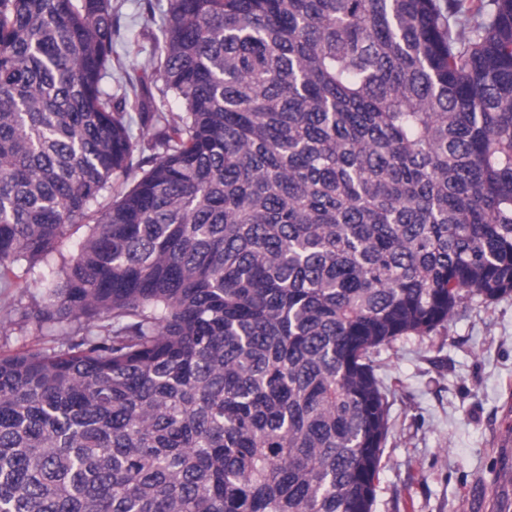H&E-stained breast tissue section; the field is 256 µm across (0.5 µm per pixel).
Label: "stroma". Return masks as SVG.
<instances>
[{
  "label": "stroma",
  "instance_id": "obj_1",
  "mask_svg": "<svg viewBox=\"0 0 512 512\" xmlns=\"http://www.w3.org/2000/svg\"><path fill=\"white\" fill-rule=\"evenodd\" d=\"M123 59L147 64L153 42L139 0H118ZM43 268L0 288L14 323L0 350L49 348L58 334L27 315ZM378 374L389 433L372 512H512V294L491 303L462 300L456 315L426 336L382 348Z\"/></svg>",
  "mask_w": 512,
  "mask_h": 512
}]
</instances>
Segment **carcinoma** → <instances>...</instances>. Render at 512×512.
<instances>
[{
  "label": "carcinoma",
  "mask_w": 512,
  "mask_h": 512,
  "mask_svg": "<svg viewBox=\"0 0 512 512\" xmlns=\"http://www.w3.org/2000/svg\"><path fill=\"white\" fill-rule=\"evenodd\" d=\"M120 30L0 0V288L68 326L0 512H372L381 348L512 294V0H167L157 98Z\"/></svg>",
  "instance_id": "obj_1"
}]
</instances>
